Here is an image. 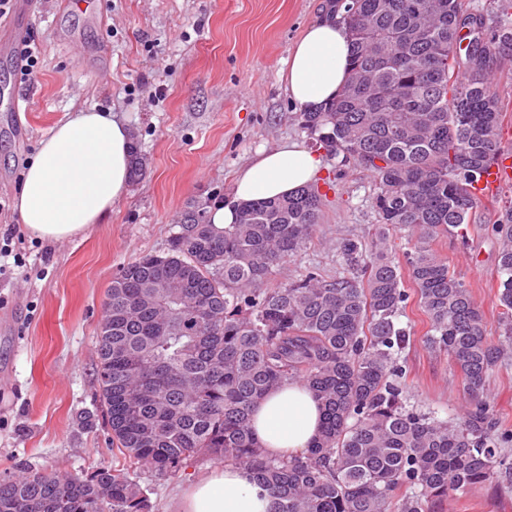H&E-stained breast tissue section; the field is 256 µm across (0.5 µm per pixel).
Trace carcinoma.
Listing matches in <instances>:
<instances>
[{"mask_svg":"<svg viewBox=\"0 0 512 512\" xmlns=\"http://www.w3.org/2000/svg\"><path fill=\"white\" fill-rule=\"evenodd\" d=\"M344 22L349 80L300 118L315 144L374 182V234L337 247L348 274L311 266L267 286L321 223L312 186L244 204L224 228L201 222L208 203L188 206L166 251L123 265L107 291L97 384L122 466L3 479L0 512H148L141 471L175 478L209 459L253 471L270 512H431L512 472L498 453L512 429L487 393L490 373L512 362V208L487 227L498 244V339L432 249L464 233L472 189L504 152L492 77L512 56V4L486 16L466 0H348ZM401 231L411 243L403 266L392 245ZM413 294L429 349L463 378L467 407L452 419L410 404L401 383L400 317ZM296 379L321 401V431L307 451L273 457L251 413Z\"/></svg>","mask_w":512,"mask_h":512,"instance_id":"cac0c4a2","label":"carcinoma"}]
</instances>
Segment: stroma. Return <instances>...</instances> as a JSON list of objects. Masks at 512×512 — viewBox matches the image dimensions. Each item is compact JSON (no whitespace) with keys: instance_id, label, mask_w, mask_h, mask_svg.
Returning <instances> with one entry per match:
<instances>
[{"instance_id":"1","label":"stroma","mask_w":512,"mask_h":512,"mask_svg":"<svg viewBox=\"0 0 512 512\" xmlns=\"http://www.w3.org/2000/svg\"><path fill=\"white\" fill-rule=\"evenodd\" d=\"M28 39L39 64L17 82L0 59V247L7 233L22 264L0 260V479L29 470L91 476L118 465L97 395L96 340L103 300L123 264L165 250L181 212L229 198L258 150L309 144L284 72L303 30L332 0H39ZM118 113L146 161L142 177L106 223L67 242L18 229L15 201L38 142L73 112ZM323 222L311 245L284 262L276 283L314 263L343 267L336 246L368 237L377 222L373 186L318 150ZM512 206V181L478 198L465 236H442L445 257L481 303L496 333L497 244L486 232ZM401 354L412 401L459 413L462 376L426 346L427 318L409 303ZM437 503L434 512H512V475Z\"/></svg>"}]
</instances>
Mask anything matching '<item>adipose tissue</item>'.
<instances>
[{"instance_id": "obj_1", "label": "adipose tissue", "mask_w": 512, "mask_h": 512, "mask_svg": "<svg viewBox=\"0 0 512 512\" xmlns=\"http://www.w3.org/2000/svg\"><path fill=\"white\" fill-rule=\"evenodd\" d=\"M351 35L340 19L309 25L284 75L288 97L303 112L332 102L349 76ZM131 136L126 122L109 112L73 113L43 138L23 174L16 211L25 231L43 242L67 241L104 223L129 189ZM320 160L292 142L263 150L238 174L229 200L209 208L211 223L235 222L241 204L280 198L314 182ZM322 408L298 381L271 391L254 408L251 427L267 454L296 455L320 431ZM268 491L245 468L209 469L176 497L173 512H270Z\"/></svg>"}]
</instances>
